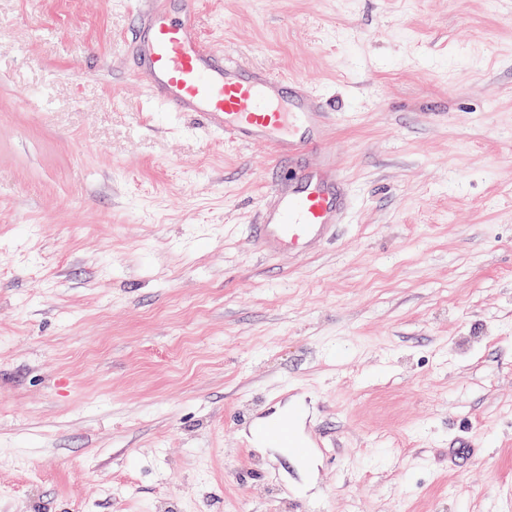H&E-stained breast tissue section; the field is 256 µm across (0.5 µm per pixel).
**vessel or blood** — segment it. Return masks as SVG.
<instances>
[{"instance_id":"1","label":"vessel or blood","mask_w":512,"mask_h":512,"mask_svg":"<svg viewBox=\"0 0 512 512\" xmlns=\"http://www.w3.org/2000/svg\"><path fill=\"white\" fill-rule=\"evenodd\" d=\"M200 0H136L133 59L152 102L165 112L193 113L208 131L237 142L269 145L279 166L267 201L251 228L256 248L307 255L324 244L346 207L344 177L336 160L304 163L322 149L333 117L301 80L245 65L214 48L200 28ZM254 443L283 448L301 464L318 453L319 441L301 434L294 414L258 422Z\"/></svg>"}]
</instances>
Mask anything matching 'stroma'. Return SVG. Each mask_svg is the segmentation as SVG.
<instances>
[{
  "label": "stroma",
  "instance_id": "35a3bbf8",
  "mask_svg": "<svg viewBox=\"0 0 512 512\" xmlns=\"http://www.w3.org/2000/svg\"><path fill=\"white\" fill-rule=\"evenodd\" d=\"M130 7L0 0V512H512V0H202L336 114L303 258L248 236L273 150L152 107ZM295 404L309 469L249 444Z\"/></svg>",
  "mask_w": 512,
  "mask_h": 512
}]
</instances>
